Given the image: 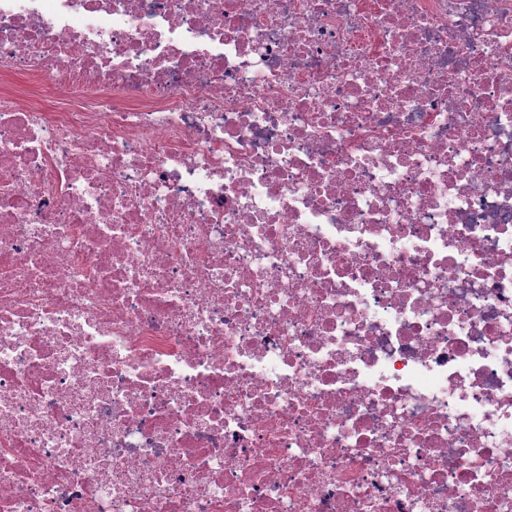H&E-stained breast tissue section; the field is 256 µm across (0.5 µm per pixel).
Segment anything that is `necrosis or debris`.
<instances>
[{"label":"necrosis or debris","instance_id":"1","mask_svg":"<svg viewBox=\"0 0 512 512\" xmlns=\"http://www.w3.org/2000/svg\"><path fill=\"white\" fill-rule=\"evenodd\" d=\"M0 512H512V0H0ZM1 90L22 101L41 104L48 112H98L97 103L92 98L53 88L34 78L22 76L2 78L0 79Z\"/></svg>","mask_w":512,"mask_h":512}]
</instances>
